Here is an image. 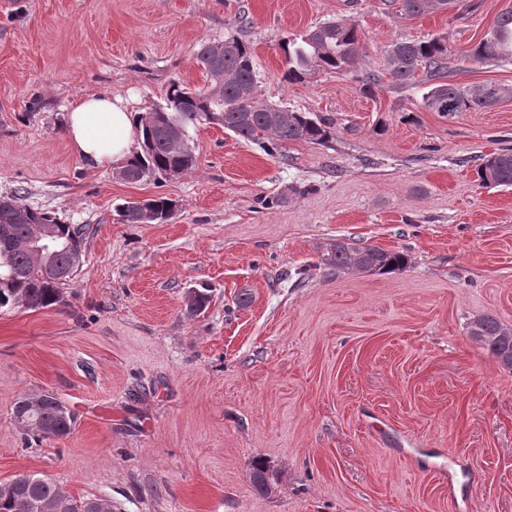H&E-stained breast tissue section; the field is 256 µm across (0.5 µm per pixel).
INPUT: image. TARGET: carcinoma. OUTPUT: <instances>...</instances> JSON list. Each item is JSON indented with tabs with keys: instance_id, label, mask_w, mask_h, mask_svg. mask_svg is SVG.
I'll list each match as a JSON object with an SVG mask.
<instances>
[{
	"instance_id": "cac0c4a2",
	"label": "carcinoma",
	"mask_w": 512,
	"mask_h": 512,
	"mask_svg": "<svg viewBox=\"0 0 512 512\" xmlns=\"http://www.w3.org/2000/svg\"><path fill=\"white\" fill-rule=\"evenodd\" d=\"M453 0H400L401 14L419 16L448 9ZM361 36L356 25L347 21H326L286 44L288 80L305 78L315 70L341 71L359 55ZM480 63L512 61V8L496 17L490 30L470 49ZM196 62L205 77V87L190 90L179 81L171 83L166 104L141 113L136 120L139 151L126 163L125 180L140 182L174 170L189 173L197 167L196 146L190 129L203 124L204 100L224 109L222 127L249 142L269 140L271 148L291 141L320 144L328 138V123L306 112L287 110L288 117L275 118L268 103L256 95V75L250 47L235 37L227 39L224 54L215 52V42H200ZM386 74L400 86L410 85L416 74L429 83L422 105L428 112L453 117L461 112L487 109L507 94L505 87L482 83L461 88L450 80L448 42L440 37L392 43L385 56ZM483 185L512 186V150L493 154L477 169ZM149 222L160 224L173 215L172 201L155 196L143 200ZM39 224H52L57 242L41 259L35 258L34 230ZM87 229H72L53 212L32 208L12 195L0 198V310L25 307L32 310L53 308L63 303V284L49 278L46 263L59 268L71 265L72 247L82 243ZM404 253L380 247H356L338 241L322 258L323 265L340 270L355 268L363 273L387 274L402 269ZM470 335L480 342L500 365L512 370V329L493 315L475 318ZM35 426L22 430L27 439L41 440L72 433L74 414L64 413L63 403L47 393L34 412ZM250 483L259 494L271 490L265 462L254 460L249 467ZM91 497L66 494L45 476L24 474L0 485V512H42L49 506L55 512H90Z\"/></svg>"
}]
</instances>
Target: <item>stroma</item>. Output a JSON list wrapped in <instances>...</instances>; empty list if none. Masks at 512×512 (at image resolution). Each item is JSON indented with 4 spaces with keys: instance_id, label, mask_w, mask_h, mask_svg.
<instances>
[{
    "instance_id": "1",
    "label": "stroma",
    "mask_w": 512,
    "mask_h": 512,
    "mask_svg": "<svg viewBox=\"0 0 512 512\" xmlns=\"http://www.w3.org/2000/svg\"><path fill=\"white\" fill-rule=\"evenodd\" d=\"M506 8L0 0V196L88 230L63 304L0 311V482L45 475L117 512H512V370L468 329L486 313L512 328V186L476 175L512 148V97L448 119L423 110L422 82L362 91L392 42L434 36L453 83L512 88V63L468 57ZM331 19L357 25L358 61L289 80L285 42ZM229 36L251 47L260 98L330 119L327 141L270 153L204 125L194 171L136 183L75 153L81 96L151 111L171 81L204 87L198 44ZM152 196L175 202L171 221L119 220ZM339 240L408 264L325 267ZM45 391L76 426L29 445L10 409ZM256 458L272 494L250 484Z\"/></svg>"
}]
</instances>
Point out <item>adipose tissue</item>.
<instances>
[{"label": "adipose tissue", "mask_w": 512, "mask_h": 512, "mask_svg": "<svg viewBox=\"0 0 512 512\" xmlns=\"http://www.w3.org/2000/svg\"><path fill=\"white\" fill-rule=\"evenodd\" d=\"M133 130V114L119 96H83L68 116L75 152L94 166L126 163L133 153Z\"/></svg>", "instance_id": "obj_1"}]
</instances>
